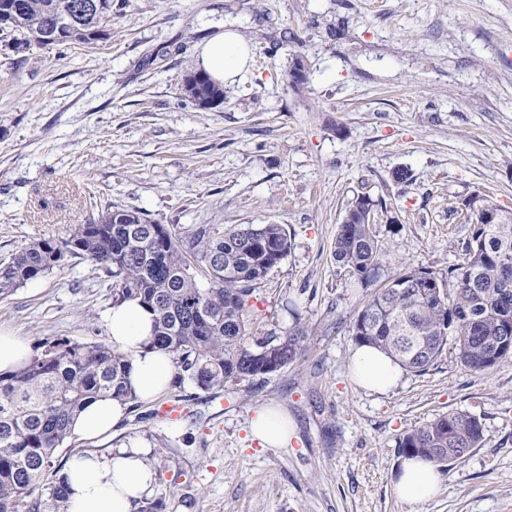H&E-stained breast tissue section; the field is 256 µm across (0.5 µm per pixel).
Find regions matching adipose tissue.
Segmentation results:
<instances>
[{
    "label": "adipose tissue",
    "mask_w": 512,
    "mask_h": 512,
    "mask_svg": "<svg viewBox=\"0 0 512 512\" xmlns=\"http://www.w3.org/2000/svg\"><path fill=\"white\" fill-rule=\"evenodd\" d=\"M252 50L233 28L220 30L199 51L202 67L218 83L235 80L247 71ZM113 351L130 363L128 385L144 401L164 395L172 382L175 365L167 352L151 348V314L131 299L112 307L107 318ZM351 372L363 387L384 392L399 379L398 364L372 346L356 347L350 358ZM123 400H93L75 417L69 433L79 441L107 436L125 416ZM68 512H137L157 487V473L148 460L147 448L132 445L100 454L82 450L65 463ZM439 488L435 466L421 458L405 459L394 484L397 497L408 503L431 500Z\"/></svg>",
    "instance_id": "obj_1"
}]
</instances>
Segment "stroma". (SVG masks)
<instances>
[{
    "label": "stroma",
    "instance_id": "35a3bbf8",
    "mask_svg": "<svg viewBox=\"0 0 512 512\" xmlns=\"http://www.w3.org/2000/svg\"><path fill=\"white\" fill-rule=\"evenodd\" d=\"M225 24L251 67L200 109L183 83ZM476 192L512 212V0H112L94 47L0 46V263L117 205L181 233L280 224L290 237L248 314L261 334L304 329L301 357L219 389L172 384L89 444L147 448L167 512H512V359L475 372L447 351L390 391L364 389L351 326L371 288L333 257L364 194L387 203L377 286L409 266L447 273ZM112 289L69 255L0 299V325L35 348L104 343ZM265 407L287 414L288 447L252 436ZM451 411L480 417L481 446L434 499L399 500L401 434Z\"/></svg>",
    "mask_w": 512,
    "mask_h": 512
}]
</instances>
